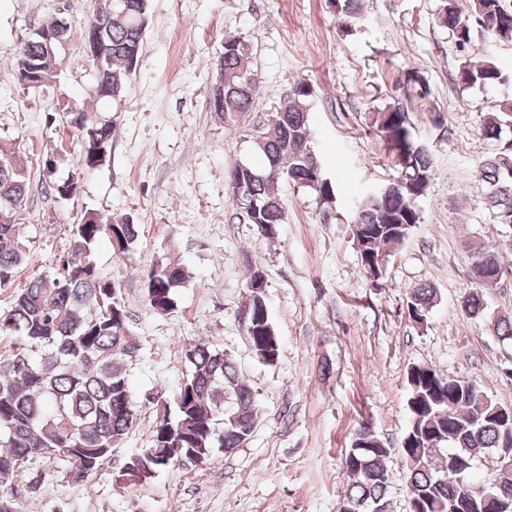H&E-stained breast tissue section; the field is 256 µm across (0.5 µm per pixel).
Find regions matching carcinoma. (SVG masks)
<instances>
[{
	"instance_id": "obj_1",
	"label": "carcinoma",
	"mask_w": 512,
	"mask_h": 512,
	"mask_svg": "<svg viewBox=\"0 0 512 512\" xmlns=\"http://www.w3.org/2000/svg\"><path fill=\"white\" fill-rule=\"evenodd\" d=\"M117 0L99 9L81 35L100 32L108 55L106 72H95V95L121 101L129 80L141 63L148 0ZM345 19L343 32L351 35L363 22L362 0H330ZM439 24L446 28L463 52L458 79L465 87L512 85V74L494 61L478 64L468 54L474 27L512 40V6L505 0H441ZM249 44L241 38L224 41L219 57L222 81L214 86L211 107L229 126L252 111L259 84L249 67ZM39 36L28 39L14 68L43 61L30 69L44 84L54 76ZM310 89L301 84L283 100L267 122L253 129L254 151L263 164L236 165L229 173L231 199L237 218L257 226L273 239L284 223L279 184L285 180L312 189L327 208L336 204V184L311 149ZM86 112H70L68 122L80 136L78 171L64 180L53 177L54 163L43 167L45 191L62 201L79 190L81 171L107 160L112 125L91 121ZM370 127L385 140L393 154L397 176L380 185L356 205L352 235L357 242L365 276L379 286L391 250L419 223L416 201L434 177L429 152L414 135L409 116L398 105H387L371 115ZM512 128V92L501 95L495 109L485 114L482 132L495 151L477 171L484 185L483 203L496 223L512 225V138H502ZM30 172L15 151L0 147V207L8 199L20 206L28 196ZM138 225L113 224L88 212L72 228L68 249L53 274L28 277L16 289L11 307L0 312V331L13 335V350L0 357V483L35 461H62L75 482L82 481L124 443L136 421L138 406L130 385V369L141 345L128 328V311L116 286L94 259L102 240L125 253L136 242ZM472 287L464 293L462 313L469 319L490 322L494 332L512 340V317L489 309L486 290L476 281L483 276L502 279L512 264H504L499 247L478 241L468 243ZM30 251L20 234V224H0V286L15 281L29 261ZM146 299L160 315L176 307L175 290L187 279L176 263L160 261L145 274ZM437 290L414 288L407 296L409 319L424 324L436 303ZM247 335L253 351L272 365L279 357V339L264 294L250 296ZM188 369L173 398L162 391L144 396L142 406L155 410L152 443L133 456L142 462L145 477L193 455L207 460L217 448H237L253 432L261 415L252 389L244 382L230 355L204 341L186 352ZM409 422L403 438L410 512H448V503L464 497L463 488H490L512 499V471L493 468L490 453L502 447L508 424L493 413L496 402L482 398L480 386L465 378L414 365L407 373ZM388 449L361 426L345 455L347 484L342 495L350 512H390L389 474L384 460ZM485 466L490 478L477 484L473 474Z\"/></svg>"
}]
</instances>
